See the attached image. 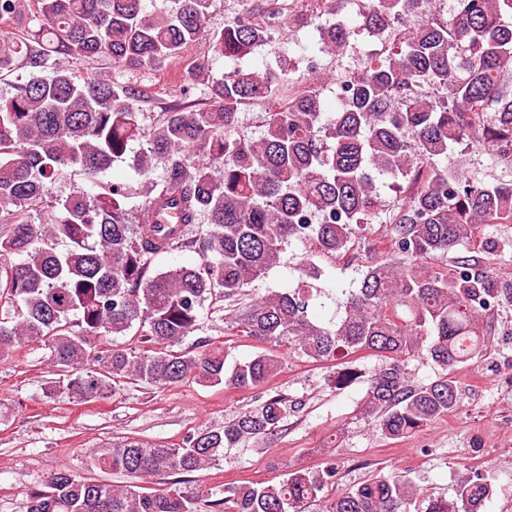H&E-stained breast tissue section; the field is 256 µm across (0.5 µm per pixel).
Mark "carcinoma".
Returning a JSON list of instances; mask_svg holds the SVG:
<instances>
[{"label": "carcinoma", "instance_id": "cac0c4a2", "mask_svg": "<svg viewBox=\"0 0 512 512\" xmlns=\"http://www.w3.org/2000/svg\"><path fill=\"white\" fill-rule=\"evenodd\" d=\"M214 2L164 0L148 12L145 0H0V28L12 30L0 39V77L14 76L0 98V357L23 342L43 345L60 376L47 396L89 402L128 380L260 389L281 371L282 346L316 362L378 353L385 364L368 378L361 414L391 439L420 431L461 406L455 372L487 355L495 314L512 307V283L495 273L505 245L485 233L512 224V180L477 181L451 161L468 145L512 163V92L502 84L512 78V0H368L354 28L337 0H322L331 19L321 52L355 51L361 31L385 37L381 51L361 54L357 71L337 80L340 108L326 123L321 81L285 99L291 69L283 66H236L215 78L198 60L189 84L207 87L210 104L185 99L148 129L139 90L76 75L74 67L103 60L140 72L202 39L214 55L240 60L282 27L279 10L260 26L245 8L212 30ZM412 13L425 19L402 27ZM266 100L278 106L261 113L262 135L239 136L241 109ZM142 137L133 163L142 180L102 181ZM68 176L97 193L52 196L49 187ZM385 179L408 182L410 193L337 321L311 320L323 289L306 261L294 287L258 295L224 322L268 349L230 370L222 346L178 349L207 300L244 295L290 240L358 259L352 242L381 223L377 181ZM187 248L199 261L155 269L159 256ZM131 332L146 347L109 341ZM424 351L437 375L413 385L408 364ZM292 411L275 396L178 446L114 443L91 453L87 467L127 480L59 468L31 493L27 512H308L317 503L321 512H478L489 495L483 476L466 473L452 500L402 475H375L330 497L333 461L267 485L228 486L220 499L179 480L150 492L138 484L198 471L226 448L274 434Z\"/></svg>", "mask_w": 512, "mask_h": 512}]
</instances>
